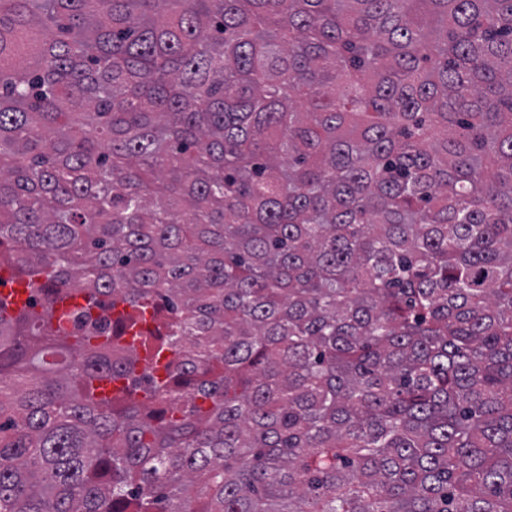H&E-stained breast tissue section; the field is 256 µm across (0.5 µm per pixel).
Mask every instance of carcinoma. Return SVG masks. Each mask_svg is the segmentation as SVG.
I'll return each mask as SVG.
<instances>
[{
	"mask_svg": "<svg viewBox=\"0 0 512 512\" xmlns=\"http://www.w3.org/2000/svg\"><path fill=\"white\" fill-rule=\"evenodd\" d=\"M2 271L0 512H512V0H0Z\"/></svg>",
	"mask_w": 512,
	"mask_h": 512,
	"instance_id": "carcinoma-1",
	"label": "carcinoma"
}]
</instances>
